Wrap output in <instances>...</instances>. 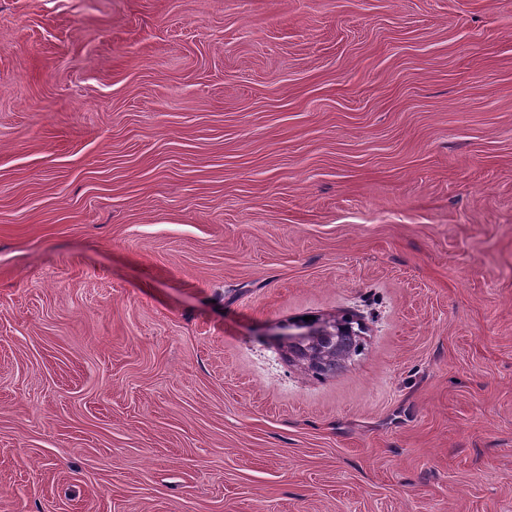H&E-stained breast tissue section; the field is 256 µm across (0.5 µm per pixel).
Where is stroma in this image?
Returning a JSON list of instances; mask_svg holds the SVG:
<instances>
[{
  "label": "stroma",
  "instance_id": "1",
  "mask_svg": "<svg viewBox=\"0 0 512 512\" xmlns=\"http://www.w3.org/2000/svg\"><path fill=\"white\" fill-rule=\"evenodd\" d=\"M0 512H512V0H0ZM333 324L330 331L308 347L317 350L315 356H309L302 348L291 346L303 339H307L320 330L321 324L303 325L289 324L288 331L280 333L279 340L286 346H291V357L286 349V359L301 372L316 378L335 375L345 368V365L361 349L359 333L362 331L360 324L349 317L332 318ZM356 324V329L355 325Z\"/></svg>",
  "mask_w": 512,
  "mask_h": 512
}]
</instances>
